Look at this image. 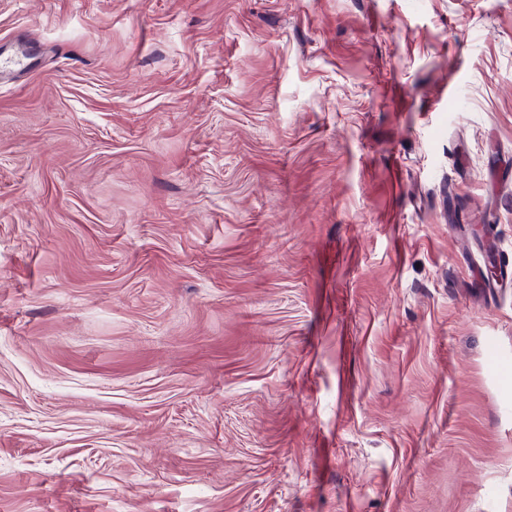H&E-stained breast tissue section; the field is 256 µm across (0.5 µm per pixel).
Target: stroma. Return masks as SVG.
I'll return each instance as SVG.
<instances>
[{"instance_id":"obj_1","label":"stroma","mask_w":512,"mask_h":512,"mask_svg":"<svg viewBox=\"0 0 512 512\" xmlns=\"http://www.w3.org/2000/svg\"><path fill=\"white\" fill-rule=\"evenodd\" d=\"M0 512H512V0H0Z\"/></svg>"}]
</instances>
